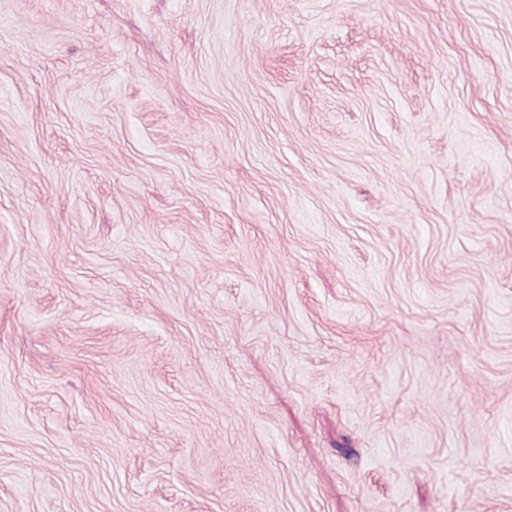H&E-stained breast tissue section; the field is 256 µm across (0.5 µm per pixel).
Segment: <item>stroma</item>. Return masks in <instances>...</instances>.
Instances as JSON below:
<instances>
[{"instance_id":"obj_1","label":"stroma","mask_w":512,"mask_h":512,"mask_svg":"<svg viewBox=\"0 0 512 512\" xmlns=\"http://www.w3.org/2000/svg\"><path fill=\"white\" fill-rule=\"evenodd\" d=\"M0 512H512V0H0Z\"/></svg>"}]
</instances>
